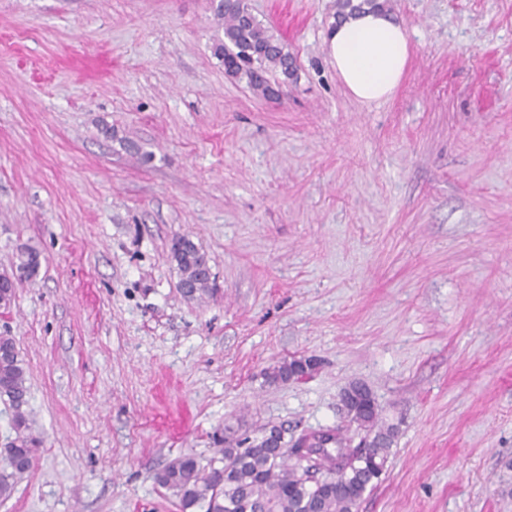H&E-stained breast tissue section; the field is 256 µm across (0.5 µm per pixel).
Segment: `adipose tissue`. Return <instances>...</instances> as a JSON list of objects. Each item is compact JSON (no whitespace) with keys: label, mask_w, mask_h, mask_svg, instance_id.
<instances>
[{"label":"adipose tissue","mask_w":512,"mask_h":512,"mask_svg":"<svg viewBox=\"0 0 512 512\" xmlns=\"http://www.w3.org/2000/svg\"><path fill=\"white\" fill-rule=\"evenodd\" d=\"M336 74L357 99L389 98L406 71L410 46L405 28L391 15L363 11L338 23L329 40Z\"/></svg>","instance_id":"obj_1"}]
</instances>
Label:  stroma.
I'll return each mask as SVG.
<instances>
[{
  "label": "stroma",
  "mask_w": 512,
  "mask_h": 512,
  "mask_svg": "<svg viewBox=\"0 0 512 512\" xmlns=\"http://www.w3.org/2000/svg\"><path fill=\"white\" fill-rule=\"evenodd\" d=\"M248 3L295 58L274 99L211 0H0V274L42 253L0 312L42 440L0 512H178L168 461L336 426L356 381L397 427L358 512H512V0H391L411 58L370 105L336 0ZM171 258L177 266L180 288L189 287L188 293L182 290L184 298L195 300L211 293L213 276L209 259L190 239H176L171 247ZM310 359L307 358H294L290 361L281 363L274 366L265 373L266 381L270 384L286 383L290 380H299L310 377L316 370L321 367L319 361L316 369L308 367V371L304 367V363L309 365Z\"/></svg>",
  "instance_id": "obj_1"
}]
</instances>
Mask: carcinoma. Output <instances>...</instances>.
<instances>
[{
  "mask_svg": "<svg viewBox=\"0 0 512 512\" xmlns=\"http://www.w3.org/2000/svg\"><path fill=\"white\" fill-rule=\"evenodd\" d=\"M365 8L390 11V0H336V19ZM216 16L224 22V41L214 54L232 77L253 91L268 97L273 88L267 78L271 70L285 77L294 75L293 58L281 38L251 11L247 0H219ZM180 286L188 300L200 299L212 291V271L207 255L190 239H176L171 247ZM41 252L23 246L14 269L17 278L0 275V309L11 308L16 285L37 277ZM301 357L283 362L265 373L270 384L305 379L314 369ZM26 369L16 341L0 334V400L12 409V435L0 449V498H9L18 480L27 476L42 440L31 433ZM341 401L354 412L350 420L364 431L365 448L352 446L353 437L344 427L328 430V447L298 448L288 444L285 431L273 427L252 440H228L206 463L193 453L171 459L154 476L155 483L176 499L179 512H358L367 488L383 473L396 427L383 421L371 389L352 383Z\"/></svg>",
  "mask_w": 512,
  "mask_h": 512,
  "instance_id": "cac0c4a2",
  "label": "carcinoma"
}]
</instances>
